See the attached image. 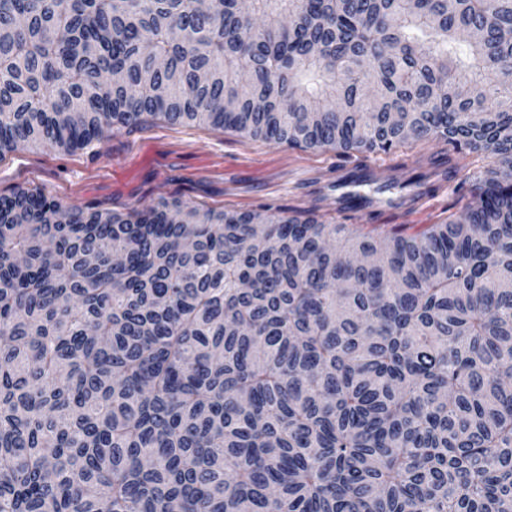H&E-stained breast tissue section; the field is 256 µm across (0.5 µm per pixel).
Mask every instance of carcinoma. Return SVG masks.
<instances>
[{"label":"carcinoma","instance_id":"obj_1","mask_svg":"<svg viewBox=\"0 0 512 512\" xmlns=\"http://www.w3.org/2000/svg\"><path fill=\"white\" fill-rule=\"evenodd\" d=\"M511 27L512 0H0V156L159 118L495 159L414 233L1 196L0 512H512Z\"/></svg>","mask_w":512,"mask_h":512}]
</instances>
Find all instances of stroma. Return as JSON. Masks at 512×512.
I'll return each mask as SVG.
<instances>
[{
    "instance_id": "obj_1",
    "label": "stroma",
    "mask_w": 512,
    "mask_h": 512,
    "mask_svg": "<svg viewBox=\"0 0 512 512\" xmlns=\"http://www.w3.org/2000/svg\"><path fill=\"white\" fill-rule=\"evenodd\" d=\"M444 141L342 158L332 150H301L207 125L152 120L105 130L88 148L66 152L21 147L0 158V196L37 187L68 207L145 210L177 198L222 210H296L327 224H405L419 230L458 214L465 200L453 188L430 194L416 212L339 208L330 190L356 166L377 163L398 183L424 172V158L444 155Z\"/></svg>"
}]
</instances>
